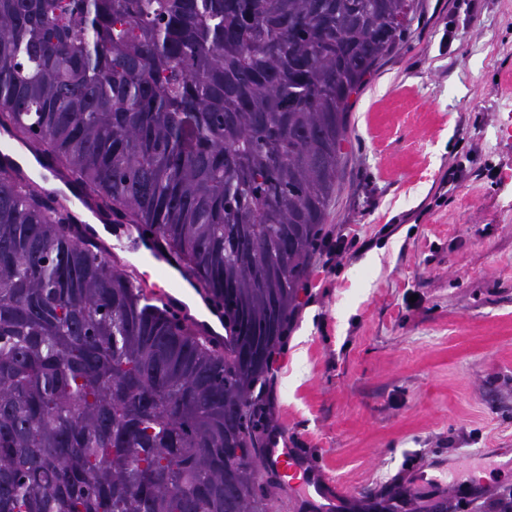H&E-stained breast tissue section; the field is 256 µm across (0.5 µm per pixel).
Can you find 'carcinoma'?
<instances>
[{
  "label": "carcinoma",
  "instance_id": "cac0c4a2",
  "mask_svg": "<svg viewBox=\"0 0 512 512\" xmlns=\"http://www.w3.org/2000/svg\"><path fill=\"white\" fill-rule=\"evenodd\" d=\"M414 5L0 0V129L224 308L221 350L0 176V512H269L255 391Z\"/></svg>",
  "mask_w": 512,
  "mask_h": 512
}]
</instances>
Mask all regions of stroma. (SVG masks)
I'll use <instances>...</instances> for the list:
<instances>
[{"mask_svg":"<svg viewBox=\"0 0 512 512\" xmlns=\"http://www.w3.org/2000/svg\"><path fill=\"white\" fill-rule=\"evenodd\" d=\"M351 102L324 231L352 245L310 264L261 445L363 506L490 512L512 491V0H416Z\"/></svg>","mask_w":512,"mask_h":512,"instance_id":"1","label":"stroma"}]
</instances>
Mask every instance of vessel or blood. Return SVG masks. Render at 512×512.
Listing matches in <instances>:
<instances>
[{"label":"vessel or blood","mask_w":512,"mask_h":512,"mask_svg":"<svg viewBox=\"0 0 512 512\" xmlns=\"http://www.w3.org/2000/svg\"><path fill=\"white\" fill-rule=\"evenodd\" d=\"M0 172L13 177L22 175L31 180L44 181L48 178L44 166L39 163L28 164L15 150L12 137L1 131ZM51 193L72 223H85V213L78 209L77 199L72 192L55 187L52 188ZM107 230L108 233L104 236L99 235L94 229L88 232L90 238L100 240L103 253L107 258L115 259L125 252L143 253L154 262L159 273L166 276L173 275L176 257L155 235L145 233L129 224H111L108 225ZM160 296L172 311L193 325L199 333L209 336L216 346H223L224 334L213 326L214 321L222 320V308L209 306L210 317L204 320L199 318L190 305L182 299L180 287H173L171 290L162 292ZM263 465L277 471L281 477H294L296 489L306 492L308 496H316L325 501L331 500L334 496V484L329 483L324 475L302 470L290 449H269Z\"/></svg>","instance_id":"b4317fda"}]
</instances>
